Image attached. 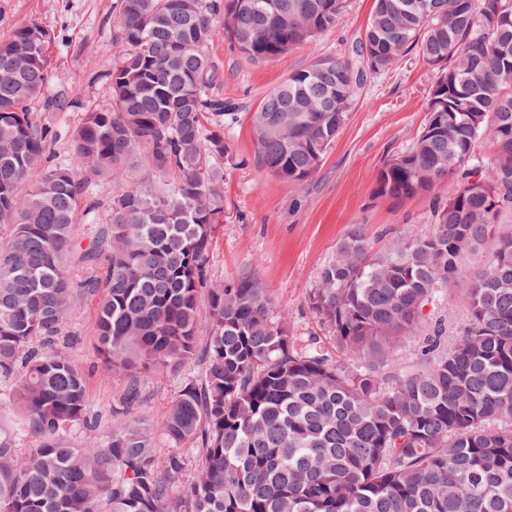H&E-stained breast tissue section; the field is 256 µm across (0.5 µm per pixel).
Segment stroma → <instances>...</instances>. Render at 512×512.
Listing matches in <instances>:
<instances>
[{"instance_id": "1", "label": "stroma", "mask_w": 512, "mask_h": 512, "mask_svg": "<svg viewBox=\"0 0 512 512\" xmlns=\"http://www.w3.org/2000/svg\"><path fill=\"white\" fill-rule=\"evenodd\" d=\"M372 6L373 0H349L336 29L313 46L295 47L268 61L241 56L220 35L207 49L220 73L218 92L241 105L234 123L224 129L234 158L221 165L224 222L212 240L208 273L218 281L246 274L272 289L276 306L288 312L289 334L300 338L331 336L328 325L310 308L308 296L318 284L321 267L353 225H362L378 250L387 248L397 234L426 235L433 230L429 197L397 202L376 192L380 167L404 152L425 122L434 73L416 54L368 79L322 166L309 179L279 178L255 158L251 114L262 97L313 56L348 51L364 30ZM118 18V0H0V35L28 22L60 34L50 48L53 82L74 90L78 103L43 116L56 134L51 162L70 159L72 133L86 108L106 109L112 103L107 73L119 51ZM95 323V301L79 299L66 321L67 331L77 337L67 354L88 378L92 409L107 412L118 406L127 378L102 363ZM181 379L173 372L143 373L140 411L154 426H161Z\"/></svg>"}]
</instances>
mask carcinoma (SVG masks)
<instances>
[{
  "label": "carcinoma",
  "instance_id": "1",
  "mask_svg": "<svg viewBox=\"0 0 512 512\" xmlns=\"http://www.w3.org/2000/svg\"><path fill=\"white\" fill-rule=\"evenodd\" d=\"M347 0H119L112 105L83 113L71 159L44 164L54 35L38 23L0 36V512H512V0H374L344 55L315 56L252 112L259 163L288 181L319 169L368 77L416 53L433 69L426 122L376 175L398 201L433 193L435 227L383 252L355 227L320 270L310 307L335 359L288 334V310L252 277L213 281L224 220L217 161L236 107L214 92L218 33L246 58L311 45ZM30 59L4 69L11 55ZM489 138L494 152L478 151ZM138 180L112 196L87 246L79 216L98 208L93 178ZM101 271L75 282L72 264ZM97 301V350L130 375L204 365L160 429L116 413L97 431L84 373L57 343L81 296ZM206 306L200 307V296ZM437 301L470 321L451 347ZM414 340L410 362H395ZM37 444L19 451L22 438ZM198 449L192 466L187 450ZM194 468L180 491L175 477Z\"/></svg>",
  "mask_w": 512,
  "mask_h": 512
}]
</instances>
